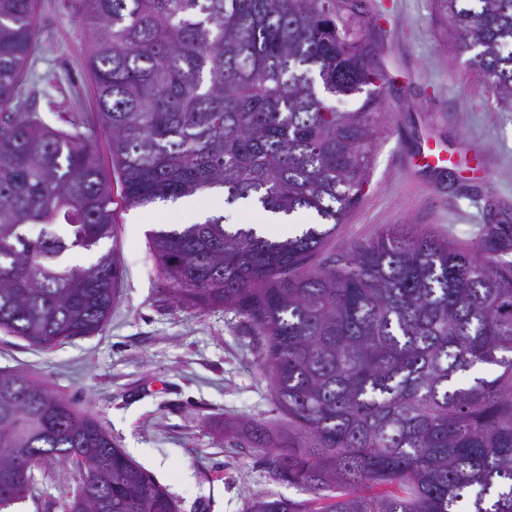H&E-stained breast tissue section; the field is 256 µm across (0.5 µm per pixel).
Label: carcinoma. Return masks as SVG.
Listing matches in <instances>:
<instances>
[{
	"mask_svg": "<svg viewBox=\"0 0 512 512\" xmlns=\"http://www.w3.org/2000/svg\"><path fill=\"white\" fill-rule=\"evenodd\" d=\"M124 203L220 190L314 222L285 239L212 215L152 234L173 298L264 341L276 433L245 425L309 500L246 512H512V250L402 225L326 250L357 205L387 113L360 0H76ZM38 0H0V331L39 348L100 331L120 276L110 187L83 133L22 98ZM458 54L512 108V0H434ZM365 94L358 110L331 99ZM40 226L33 235L30 228ZM93 256L72 264L71 254ZM479 365L491 377L470 376ZM82 467L64 512H177L91 416L0 372V508L44 460Z\"/></svg>",
	"mask_w": 512,
	"mask_h": 512,
	"instance_id": "obj_1",
	"label": "carcinoma"
}]
</instances>
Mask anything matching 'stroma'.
<instances>
[{"mask_svg": "<svg viewBox=\"0 0 512 512\" xmlns=\"http://www.w3.org/2000/svg\"><path fill=\"white\" fill-rule=\"evenodd\" d=\"M373 18L374 65L388 120L356 208L327 248L338 251L403 224L464 244L492 226L512 234V112L446 43L432 0H361ZM35 74L22 91L63 129L78 115L112 188L113 239L123 269L119 300L99 333L42 350L0 332V371L18 373L89 414L117 447L172 496L178 512H244L250 499H308L275 481L262 452L241 441L244 423L286 428L262 359V340L234 312L177 305L155 260L152 231L179 223L174 203L128 207L97 125L86 26L71 0H40ZM451 156L453 177L413 159L427 140ZM5 512H62L81 483L73 462H43Z\"/></svg>", "mask_w": 512, "mask_h": 512, "instance_id": "1", "label": "stroma"}]
</instances>
